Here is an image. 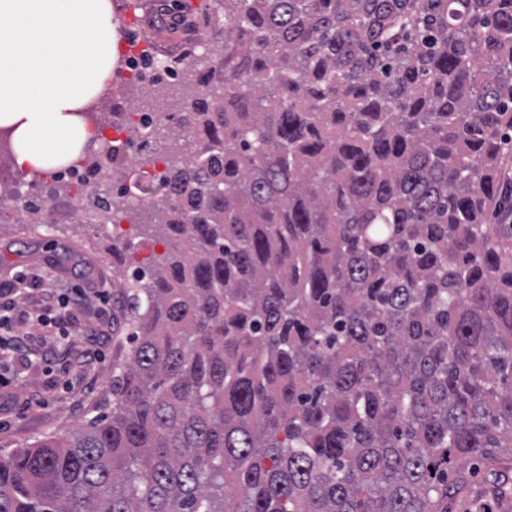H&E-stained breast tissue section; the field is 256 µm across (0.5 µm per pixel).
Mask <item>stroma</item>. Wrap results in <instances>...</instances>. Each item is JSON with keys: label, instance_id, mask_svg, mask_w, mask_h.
Instances as JSON below:
<instances>
[{"label": "stroma", "instance_id": "1", "mask_svg": "<svg viewBox=\"0 0 512 512\" xmlns=\"http://www.w3.org/2000/svg\"><path fill=\"white\" fill-rule=\"evenodd\" d=\"M211 0H111L112 17L123 46L160 50L172 62V75L158 97L146 96L136 84L126 86L124 96L135 104L180 115L182 103L195 84L197 55L224 52L222 32L205 24H186L177 35L161 38L157 14L175 13L187 7L195 16L209 10ZM98 225L89 223L83 207H76L64 224L32 226L19 224L11 212L0 214V283L11 282L19 273L53 267L54 281L32 289L29 305L40 309L45 296L71 288L96 285L118 288L123 272L113 266L112 256L97 236ZM80 337L56 336L28 339V362H0V373L11 381L0 394V451L9 452L35 440L62 437L108 406V385L116 344H108L105 359L86 363L81 359ZM512 483V459L476 476L454 480L459 502L478 504L489 500L493 484Z\"/></svg>", "mask_w": 512, "mask_h": 512}]
</instances>
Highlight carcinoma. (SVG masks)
Listing matches in <instances>:
<instances>
[{"label": "carcinoma", "mask_w": 512, "mask_h": 512, "mask_svg": "<svg viewBox=\"0 0 512 512\" xmlns=\"http://www.w3.org/2000/svg\"><path fill=\"white\" fill-rule=\"evenodd\" d=\"M213 3L183 118L126 129L165 168L112 409L0 454V512H448L512 454V0Z\"/></svg>", "instance_id": "cac0c4a2"}]
</instances>
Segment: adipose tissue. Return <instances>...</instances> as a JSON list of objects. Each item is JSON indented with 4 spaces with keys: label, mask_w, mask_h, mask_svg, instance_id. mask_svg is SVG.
I'll use <instances>...</instances> for the list:
<instances>
[{
    "label": "adipose tissue",
    "mask_w": 512,
    "mask_h": 512,
    "mask_svg": "<svg viewBox=\"0 0 512 512\" xmlns=\"http://www.w3.org/2000/svg\"><path fill=\"white\" fill-rule=\"evenodd\" d=\"M121 57L110 0H0V127L13 160L50 171L100 131L82 116Z\"/></svg>",
    "instance_id": "ef3b65f1"
}]
</instances>
